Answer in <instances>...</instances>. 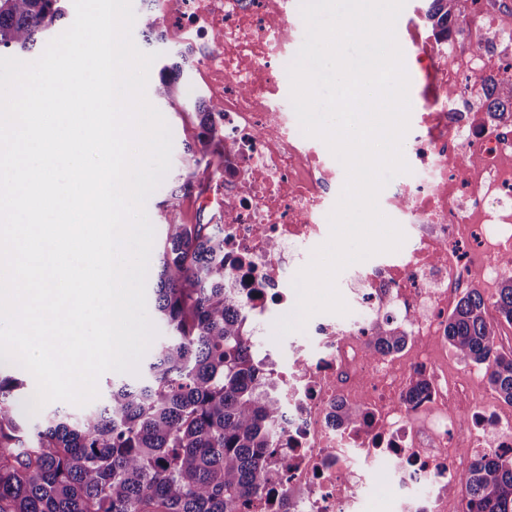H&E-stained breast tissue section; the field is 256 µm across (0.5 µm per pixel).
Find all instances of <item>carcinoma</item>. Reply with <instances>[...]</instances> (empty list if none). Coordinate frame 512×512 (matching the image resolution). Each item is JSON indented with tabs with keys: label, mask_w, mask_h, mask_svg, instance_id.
Here are the masks:
<instances>
[{
	"label": "carcinoma",
	"mask_w": 512,
	"mask_h": 512,
	"mask_svg": "<svg viewBox=\"0 0 512 512\" xmlns=\"http://www.w3.org/2000/svg\"><path fill=\"white\" fill-rule=\"evenodd\" d=\"M425 22L439 38L463 36L462 0H426ZM137 16L147 41H162L161 0H141ZM64 17L60 0H0V53L32 51ZM194 51L184 45L160 69L154 95L182 96ZM488 114L512 122V82L487 78ZM219 104L194 98L199 132L187 148L186 173L169 192L171 218L152 279V314L169 335L129 380L112 382L98 405L80 412L43 407L30 416L36 385L0 362V512H244L270 482L277 454L269 424L279 416L274 384L255 361L241 300L224 287V225L183 224L177 210L195 188L196 169L224 164ZM482 293L472 288L448 316V344L463 363L485 370L490 386L512 403V354L496 345ZM512 324V272L492 302ZM406 336L385 322L372 329L370 350H398ZM360 407L340 404L336 421L356 425ZM465 491L470 512H512V460L489 453L450 486Z\"/></svg>",
	"instance_id": "cac0c4a2"
}]
</instances>
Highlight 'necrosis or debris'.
I'll return each instance as SVG.
<instances>
[{
	"instance_id": "4bbe7bcc",
	"label": "necrosis or debris",
	"mask_w": 512,
	"mask_h": 512,
	"mask_svg": "<svg viewBox=\"0 0 512 512\" xmlns=\"http://www.w3.org/2000/svg\"><path fill=\"white\" fill-rule=\"evenodd\" d=\"M467 10L462 40L406 30L424 85L403 156L430 177L402 183L380 209L414 226V244L391 263L353 264L348 314L314 315L307 348L263 357L282 410L271 425L280 454L249 512H367L382 470L390 512H469L448 492L456 475L478 455L512 459V415L455 374L446 354L456 297L474 279L495 281L512 258V124L484 116L485 77L512 76V37L488 40L503 27L492 0H469ZM169 21L200 44L203 80L224 105V169L201 201L224 218L226 285L244 296L249 323L276 321L296 303L288 246L323 243L338 166L277 108L279 63L298 49L288 0H179ZM472 239L479 249L464 254ZM385 320L406 330L409 350L372 356L371 329ZM340 403L362 407L358 426L337 423ZM462 420L466 440L450 443Z\"/></svg>"
}]
</instances>
